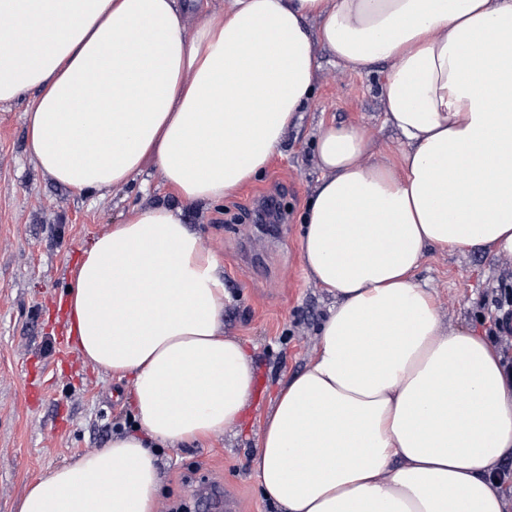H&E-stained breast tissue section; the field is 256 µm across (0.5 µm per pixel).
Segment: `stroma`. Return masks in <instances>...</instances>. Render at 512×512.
Instances as JSON below:
<instances>
[{"label":"stroma","instance_id":"obj_1","mask_svg":"<svg viewBox=\"0 0 512 512\" xmlns=\"http://www.w3.org/2000/svg\"><path fill=\"white\" fill-rule=\"evenodd\" d=\"M313 99L289 128L279 153L252 183L218 203L183 209L186 224L224 262V332L254 359L252 396L241 426L184 448L161 449L162 493L157 512H221L210 489H221L235 512H273L248 466L279 384L301 372L317 345L333 303L308 276L300 224L318 177L314 142L321 122L364 126L368 161L396 157L394 130L384 125L378 84L386 68L354 72L320 55ZM25 101L0 105V512L40 477L83 453L108 445L133 424L130 379L94 368L78 351L69 367L59 359L57 306L66 301L72 272L94 239L120 223L134 204L168 201L164 188L137 184L105 196L80 195L43 172L28 150ZM284 199L279 223L260 224L265 198ZM435 296L445 328L488 335L497 304L512 297V258L489 251L428 250L415 271ZM41 383L28 398L26 375Z\"/></svg>","mask_w":512,"mask_h":512}]
</instances>
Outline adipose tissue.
<instances>
[{"label":"adipose tissue","mask_w":512,"mask_h":512,"mask_svg":"<svg viewBox=\"0 0 512 512\" xmlns=\"http://www.w3.org/2000/svg\"><path fill=\"white\" fill-rule=\"evenodd\" d=\"M0 0V104L34 93L28 147L79 192L154 167L181 203L262 173L308 105L317 53L379 84L398 160L321 126L300 237L335 305L249 458L276 512H503L512 366L446 330L413 274L430 249L512 256V0ZM317 20L310 30L308 20ZM76 347L132 378L136 424L32 484L17 512H156L160 448L235 430L254 366L224 333V266L165 204L84 250Z\"/></svg>","instance_id":"ef3b65f1"}]
</instances>
